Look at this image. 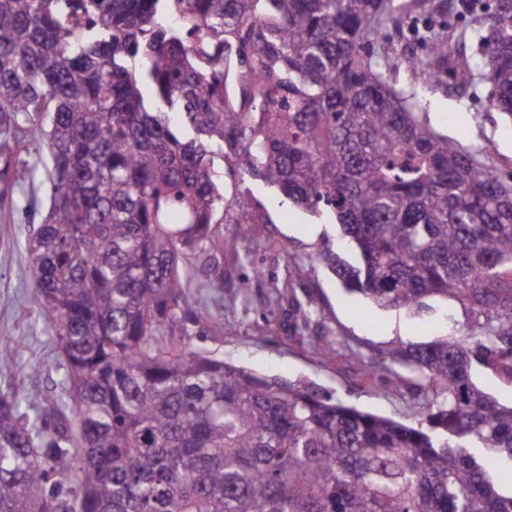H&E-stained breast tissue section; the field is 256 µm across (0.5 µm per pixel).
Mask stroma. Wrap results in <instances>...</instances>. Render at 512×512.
<instances>
[{
    "mask_svg": "<svg viewBox=\"0 0 512 512\" xmlns=\"http://www.w3.org/2000/svg\"><path fill=\"white\" fill-rule=\"evenodd\" d=\"M447 35H459L468 26L467 15L450 8L390 23L382 46L395 71L398 87L409 83L408 58L423 55L424 44L415 32L420 25ZM489 84L475 82L458 93L453 78L428 94L424 109L433 125L449 141L463 147L489 146L490 161L501 179L512 183V120L490 105ZM19 166L34 169L31 180L10 192H0V389L18 388L23 409L51 408L61 393L62 373L55 363L59 353L49 326L35 303V287L25 239L41 223L49 204L45 180V152L30 140L14 156ZM214 168L221 184L231 185L222 158ZM242 201L260 214L258 224L220 226L224 250L209 266L196 261L181 268L186 318L175 340L193 349L245 366L260 375L307 385L324 398L338 399L359 410L415 424L414 402L398 391L395 377L410 378L408 369L367 373L355 351L367 354L403 341L421 343L446 334L458 338L476 334V319L457 303L431 301L429 309L412 314L374 305L348 292L318 259L326 241L336 240L332 218L315 216L284 201L278 191L260 180L241 176ZM305 257L302 269H293L289 256ZM264 271L251 280L252 266ZM290 285V293L314 302L305 332L294 331L287 299H278L273 287ZM338 338L335 354L320 355L321 336Z\"/></svg>",
    "mask_w": 512,
    "mask_h": 512,
    "instance_id": "obj_1",
    "label": "stroma"
}]
</instances>
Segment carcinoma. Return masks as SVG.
Segmentation results:
<instances>
[{"label":"carcinoma","instance_id":"1","mask_svg":"<svg viewBox=\"0 0 512 512\" xmlns=\"http://www.w3.org/2000/svg\"><path fill=\"white\" fill-rule=\"evenodd\" d=\"M430 0H0V150L29 136L51 193L25 248L60 349L42 416L0 390V512H512V187L448 141L377 43ZM481 63L428 36L433 90L491 85L512 118V0L470 19ZM341 228L351 292L452 300L480 335L355 357L417 373L419 426L169 343L180 264L255 224L211 147Z\"/></svg>","mask_w":512,"mask_h":512}]
</instances>
